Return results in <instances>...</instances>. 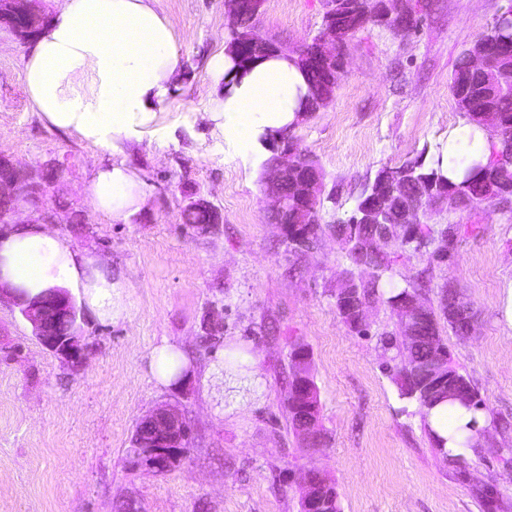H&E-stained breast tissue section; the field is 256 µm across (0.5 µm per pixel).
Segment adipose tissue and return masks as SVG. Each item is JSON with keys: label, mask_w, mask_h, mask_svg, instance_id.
Segmentation results:
<instances>
[{"label": "adipose tissue", "mask_w": 512, "mask_h": 512, "mask_svg": "<svg viewBox=\"0 0 512 512\" xmlns=\"http://www.w3.org/2000/svg\"><path fill=\"white\" fill-rule=\"evenodd\" d=\"M210 67L228 85L203 118L241 152L270 150L271 135L302 117L307 81L284 55L259 60L244 73L223 53ZM23 74L33 107L45 121L111 154L158 125L167 96L181 79L176 25L152 0H63L32 39ZM498 148L487 127L467 123L449 129L440 167L457 183L471 166L492 160ZM90 196L95 211L121 224L147 204L139 174L122 161L95 170ZM0 280L30 297L78 283L101 321L120 317L113 300L120 282L39 224H20L0 236ZM427 419L447 437L445 450L452 458L472 456L484 442L480 429L489 424L486 412L456 403L428 410ZM471 420L478 432L468 430Z\"/></svg>", "instance_id": "ef3b65f1"}]
</instances>
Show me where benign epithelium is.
Listing matches in <instances>:
<instances>
[{
    "label": "benign epithelium",
    "mask_w": 512,
    "mask_h": 512,
    "mask_svg": "<svg viewBox=\"0 0 512 512\" xmlns=\"http://www.w3.org/2000/svg\"><path fill=\"white\" fill-rule=\"evenodd\" d=\"M261 5L262 0H224V10L231 22V32L256 50L279 53L280 47L273 46L269 41L244 29L243 19L246 14L258 12ZM377 12L381 16L382 24H388L395 32L402 33L409 31L407 18L416 14V5L414 0H378ZM44 19L45 16L34 8L33 0H0V26L8 28L23 42L31 38L36 26ZM343 51L344 46L336 39V34L331 33L314 43L310 58L321 65L342 55ZM496 64L495 57L485 51L470 59V68L477 71L491 70ZM63 172V165L53 161L46 164L41 175L36 178L9 157L0 155V200L11 201L9 207L0 208V234L9 230L16 223L17 214L23 211L29 213L32 224L55 223L56 211L46 206L43 197L45 185L58 181ZM267 178L289 185L293 192L303 189L302 197L307 199L323 191V180L319 172H312L306 179H300L297 153L286 143L268 168ZM438 203L440 199L435 196L433 188L424 186L410 202L407 211L399 216L385 206L383 198L372 205H366V215L374 216L379 219V223L389 225L388 235L372 243L362 241L358 250L368 254L370 249L378 248V244L388 239H400L407 245L416 241H422L429 246L433 244L436 255L444 252L448 245L445 238L441 236L435 239L429 233H420L421 223L412 220L423 208H432ZM3 298L19 309L22 317L31 325L33 335L44 348L74 368L83 366L87 345L78 324L80 309L68 290L56 288L43 299L27 300L17 289L0 282V300ZM337 298L342 310L353 315L357 325L365 323L367 304L356 299L352 280H346V286L338 290ZM397 313L402 335L409 338L417 336L421 330L425 304L411 296ZM420 368L430 378L442 384L446 382L448 357L439 352L420 365ZM294 371L300 379L296 395L305 410L304 433L311 439L315 436L317 396L309 378L308 354L300 353L296 356ZM140 422L145 424V428L134 431L129 450V461L133 466L165 474L186 461L190 427L185 415L177 407H158L141 418ZM315 475L316 472L310 471L303 480L300 512H322L326 506L325 488L313 480Z\"/></svg>",
    "instance_id": "1"
}]
</instances>
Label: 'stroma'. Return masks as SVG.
Wrapping results in <instances>:
<instances>
[{
  "label": "stroma",
  "instance_id": "obj_1",
  "mask_svg": "<svg viewBox=\"0 0 512 512\" xmlns=\"http://www.w3.org/2000/svg\"><path fill=\"white\" fill-rule=\"evenodd\" d=\"M512 0H418L405 33L370 24L345 49V75L331 103L294 127L300 147L322 168L334 200L321 224L351 216L363 184L384 167L433 153L449 127L465 124L448 90L461 51ZM178 32L182 79L161 115L121 158L138 170L148 203L129 223L96 213L94 169L112 157L60 131L34 112L23 82L26 43L0 28V154L39 173L51 159L68 167L48 186L54 230L95 256L122 282V316L101 322L83 305L87 360L71 368L45 349L30 324L0 302V512H116L136 499L143 512H299L307 471L335 486L343 512H485L433 448L418 403L402 398L385 338L398 335L395 312L369 303L365 331L344 324L335 294L357 276L345 245L324 234L305 251L272 224L261 182L265 155L245 154L200 114L224 83L209 68L231 31L224 0H156ZM325 0H265L255 32L291 51L322 25ZM222 214L204 232L181 219L190 201ZM432 234L454 227L448 261L389 247L380 291L420 279L424 304L438 306L453 283L474 309L473 332L439 329L457 370L491 417L483 445L465 466L512 503V330L500 324L499 294L512 280V203L445 207L429 213ZM222 313L224 334L206 343L200 323ZM192 364L181 385L149 368L162 341ZM304 347L318 388L322 445L308 446L288 421L291 351ZM172 404L191 427L186 462L165 474L127 457L136 423Z\"/></svg>",
  "mask_w": 512,
  "mask_h": 512
}]
</instances>
